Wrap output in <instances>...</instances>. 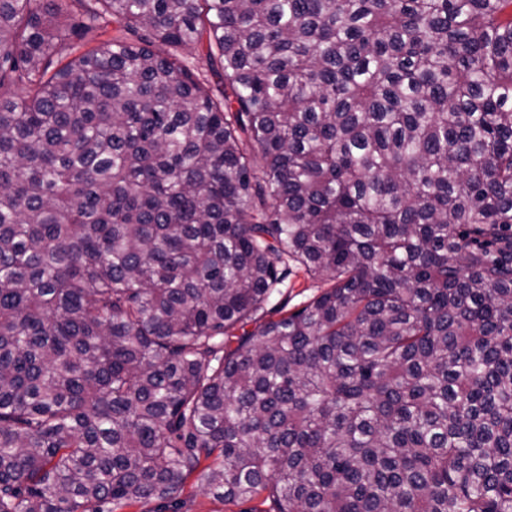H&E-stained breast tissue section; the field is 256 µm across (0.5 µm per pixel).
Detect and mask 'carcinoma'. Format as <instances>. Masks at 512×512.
Wrapping results in <instances>:
<instances>
[{"mask_svg": "<svg viewBox=\"0 0 512 512\" xmlns=\"http://www.w3.org/2000/svg\"><path fill=\"white\" fill-rule=\"evenodd\" d=\"M193 474L512 512V0H0V512ZM329 284L321 280L310 279L298 266L290 263L288 277L278 290L266 302L264 309L243 327L237 326L232 334L224 338V349L237 346V337L244 331H252L269 319H277L286 311L293 312L305 306L312 298L320 294Z\"/></svg>", "mask_w": 512, "mask_h": 512, "instance_id": "obj_1", "label": "carcinoma"}]
</instances>
